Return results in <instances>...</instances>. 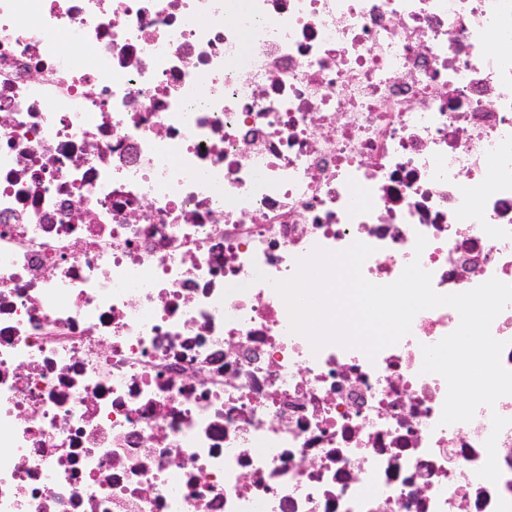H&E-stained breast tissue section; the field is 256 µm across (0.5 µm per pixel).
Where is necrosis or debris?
Instances as JSON below:
<instances>
[{
	"label": "necrosis or debris",
	"mask_w": 512,
	"mask_h": 512,
	"mask_svg": "<svg viewBox=\"0 0 512 512\" xmlns=\"http://www.w3.org/2000/svg\"><path fill=\"white\" fill-rule=\"evenodd\" d=\"M356 241L512 284V0H0V512H512V395L421 371L454 308L290 333Z\"/></svg>",
	"instance_id": "1"
}]
</instances>
